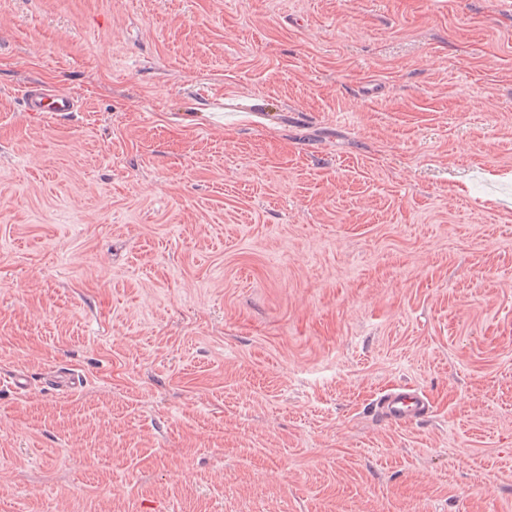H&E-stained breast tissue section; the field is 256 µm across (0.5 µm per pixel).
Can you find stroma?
<instances>
[{
  "mask_svg": "<svg viewBox=\"0 0 512 512\" xmlns=\"http://www.w3.org/2000/svg\"><path fill=\"white\" fill-rule=\"evenodd\" d=\"M0 512H512V0H0ZM26 101L25 112L35 116L44 113L74 112L75 100L68 94L53 92L38 85L27 87L24 92ZM431 407L429 398L409 385L388 390L376 403L378 413L396 424L418 421L430 413Z\"/></svg>",
  "mask_w": 512,
  "mask_h": 512,
  "instance_id": "stroma-1",
  "label": "stroma"
}]
</instances>
